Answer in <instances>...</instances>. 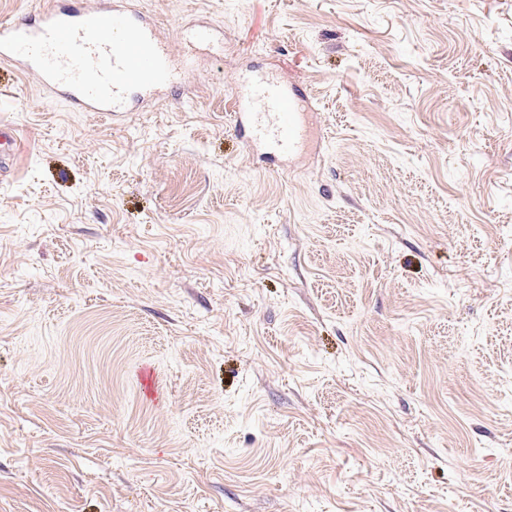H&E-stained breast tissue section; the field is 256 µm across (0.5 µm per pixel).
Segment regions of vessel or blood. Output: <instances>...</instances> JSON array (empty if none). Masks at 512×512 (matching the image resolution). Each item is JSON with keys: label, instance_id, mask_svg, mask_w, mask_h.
<instances>
[{"label": "vessel or blood", "instance_id": "vessel-or-blood-1", "mask_svg": "<svg viewBox=\"0 0 512 512\" xmlns=\"http://www.w3.org/2000/svg\"><path fill=\"white\" fill-rule=\"evenodd\" d=\"M0 61L37 76L49 94L77 111L117 115L145 107L157 90L176 88L189 66L175 67L158 28L113 0H49L37 17L0 21ZM235 127L270 159L297 157L317 137L307 96L277 74L234 80Z\"/></svg>", "mask_w": 512, "mask_h": 512}]
</instances>
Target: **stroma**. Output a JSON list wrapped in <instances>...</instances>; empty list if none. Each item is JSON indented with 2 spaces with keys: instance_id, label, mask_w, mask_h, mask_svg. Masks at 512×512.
Masks as SVG:
<instances>
[{
  "instance_id": "stroma-1",
  "label": "stroma",
  "mask_w": 512,
  "mask_h": 512,
  "mask_svg": "<svg viewBox=\"0 0 512 512\" xmlns=\"http://www.w3.org/2000/svg\"><path fill=\"white\" fill-rule=\"evenodd\" d=\"M137 6L143 111L0 64V512H512V0ZM246 71L320 149L249 152Z\"/></svg>"
}]
</instances>
